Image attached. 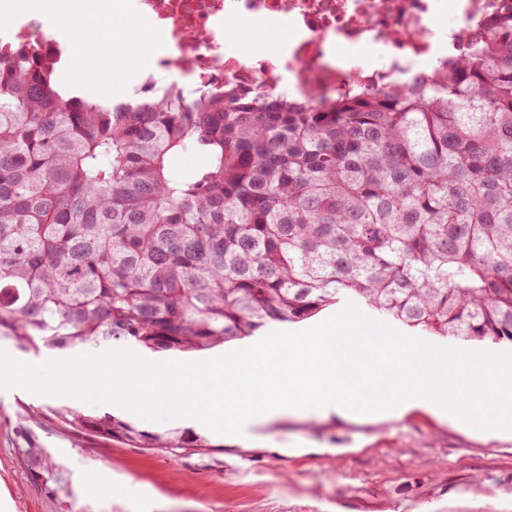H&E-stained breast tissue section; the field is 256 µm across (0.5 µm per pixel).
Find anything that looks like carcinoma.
I'll list each match as a JSON object with an SVG mask.
<instances>
[{
    "mask_svg": "<svg viewBox=\"0 0 512 512\" xmlns=\"http://www.w3.org/2000/svg\"><path fill=\"white\" fill-rule=\"evenodd\" d=\"M0 41V337L196 353L344 300L512 344V0L441 68L307 97L110 102ZM192 150L190 172L174 158ZM134 448L208 450L48 408Z\"/></svg>",
    "mask_w": 512,
    "mask_h": 512,
    "instance_id": "carcinoma-1",
    "label": "carcinoma"
}]
</instances>
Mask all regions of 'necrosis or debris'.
Here are the masks:
<instances>
[{"mask_svg":"<svg viewBox=\"0 0 512 512\" xmlns=\"http://www.w3.org/2000/svg\"><path fill=\"white\" fill-rule=\"evenodd\" d=\"M495 0H129L131 15L153 23L159 55L135 91L174 87L192 95L233 82L259 97L348 91L354 83L383 86L432 70L438 46L458 42ZM253 23L270 43L255 52L239 47L230 25ZM45 61L64 47L55 31L32 22L0 34ZM375 48L374 61L361 51Z\"/></svg>","mask_w":512,"mask_h":512,"instance_id":"1","label":"necrosis or debris"}]
</instances>
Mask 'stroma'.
Returning <instances> with one entry per match:
<instances>
[{
	"instance_id": "35a3bbf8",
	"label": "stroma",
	"mask_w": 512,
	"mask_h": 512,
	"mask_svg": "<svg viewBox=\"0 0 512 512\" xmlns=\"http://www.w3.org/2000/svg\"><path fill=\"white\" fill-rule=\"evenodd\" d=\"M57 72L79 70L87 93L116 96L110 69L78 59L80 34ZM93 405L20 387L0 389V502L9 512H512V439L486 438L423 412L365 421L291 415L259 428V442L192 419L158 423L113 413L164 433L190 429L204 453L104 442L60 428L45 410Z\"/></svg>"
}]
</instances>
